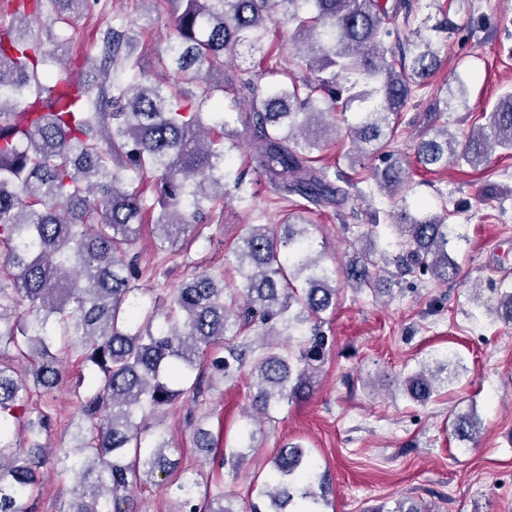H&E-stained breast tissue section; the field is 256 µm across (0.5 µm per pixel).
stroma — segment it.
<instances>
[{
  "label": "stroma",
  "instance_id": "1",
  "mask_svg": "<svg viewBox=\"0 0 512 512\" xmlns=\"http://www.w3.org/2000/svg\"><path fill=\"white\" fill-rule=\"evenodd\" d=\"M404 2L409 20L399 25L400 37L435 27L441 66L415 92L399 121L394 146L404 159L401 194L415 210L436 212L444 202L453 208L450 221L462 237L460 278L440 285L409 277L390 297L340 286L324 326L333 349L320 370L316 393L257 427L256 450L239 469L210 463L196 445L189 420L205 418L208 429L221 433L227 446H236L254 392L248 372L225 378L207 371L202 396L184 395L150 419V426L169 435L181 467L210 490L233 493L239 512L257 501L272 458L290 443L307 448L319 471L329 473L333 504L328 512H374L407 497L434 503L437 512H512V323L489 319L470 299L474 283L512 280V151L495 149L488 164L476 170L466 165L426 169L414 151L430 105L445 86L461 82L467 90L466 107L439 119L461 135L483 125L502 92L512 90V0ZM118 15L140 17L138 53L145 63L155 65L161 56L172 31L164 0H93L61 32L66 59L82 58L87 76L98 67L97 30ZM293 31L288 24L270 25L259 46L239 47L230 56L226 71L257 73L264 90L276 69L297 80L309 77L294 54ZM334 118L335 138L311 155L316 165L354 182L362 197L319 210L309 209L299 197L280 199L254 168L249 133L232 121L238 142L233 167L246 174L242 191H228L209 223L188 229L179 250L161 247L151 230H144L133 247L140 296L151 300L201 272L237 280L233 250L245 225L280 224L289 217L312 224L317 248L329 265L346 260L354 237L369 224L380 227L377 248L390 256L398 253L391 201L371 176L374 160L354 164L349 159V127L357 115L340 107ZM448 353L457 356L460 369L434 401L424 406L409 402L399 389L400 378L430 357ZM61 360L65 382L37 400L38 409L50 417L44 440L55 449L71 443L79 417L74 382L90 372L76 354H63ZM468 409L483 428L474 448L460 447L446 428L450 412ZM73 484L59 468L45 467L35 512H68Z\"/></svg>",
  "mask_w": 512,
  "mask_h": 512
}]
</instances>
